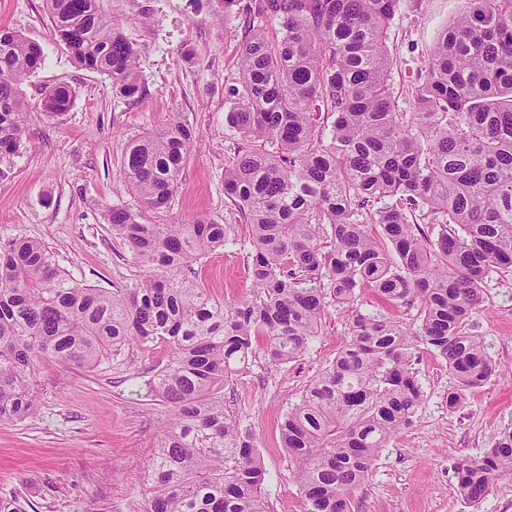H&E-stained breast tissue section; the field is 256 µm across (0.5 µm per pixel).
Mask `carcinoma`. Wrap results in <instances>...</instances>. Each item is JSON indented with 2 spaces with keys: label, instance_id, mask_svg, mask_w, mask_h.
<instances>
[{
  "label": "carcinoma",
  "instance_id": "obj_1",
  "mask_svg": "<svg viewBox=\"0 0 512 512\" xmlns=\"http://www.w3.org/2000/svg\"><path fill=\"white\" fill-rule=\"evenodd\" d=\"M44 2L78 66L110 77L124 97L140 92L139 50L101 0ZM397 4L248 6L229 113L242 142L224 193L251 228V298L226 305L201 287L199 268L227 241L204 216L144 224L112 208L113 233L152 268L115 292L60 270L38 240L0 238V422L34 411L40 360L90 368L164 345L169 359L145 386L174 419L145 468V512H269L266 470L251 434L224 412V386L259 345L276 366L299 357L329 306L369 288L389 306H417L416 319L355 314L350 339L280 426L304 512H351L352 491L421 403L415 350L446 361L450 407L495 373L469 318L486 274L512 270V0H469L432 46L412 112L395 111L389 84ZM41 60L39 43L0 30V158L21 146L30 117L21 85ZM71 98L70 87H51L43 110L59 116ZM320 106L335 115L327 136ZM194 142L174 113L127 145L121 169L142 206L170 204ZM457 476L473 504L511 483L512 424Z\"/></svg>",
  "mask_w": 512,
  "mask_h": 512
}]
</instances>
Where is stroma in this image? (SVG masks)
Here are the masks:
<instances>
[{"label":"stroma","instance_id":"obj_1","mask_svg":"<svg viewBox=\"0 0 512 512\" xmlns=\"http://www.w3.org/2000/svg\"><path fill=\"white\" fill-rule=\"evenodd\" d=\"M125 36L141 50L142 91L126 98L104 74L78 67L52 33L44 0H0V28L40 43L43 60L22 86L31 121L19 150L0 159V237L42 241L60 268L106 290L131 288L149 272L107 222L115 206L146 224H179L204 215L226 225L223 252L200 273L224 302L249 298L250 227L224 194V168L241 142L228 114L235 100V52L245 14L224 0H102ZM467 0H399L387 30L396 110L411 111L408 92L440 34ZM149 9L150 26L139 21ZM65 83L75 96L56 117L41 110L47 88ZM196 133L168 209L142 208L121 170L127 144L163 127L171 113ZM470 323L499 372L456 407L445 361L417 350L411 366L424 396L413 423L383 448L352 493V512H512V486L494 487L476 506L457 491V465L479 457L512 422V270L492 271ZM378 301L361 290L354 306L327 308L319 335L295 361L274 367L256 351L224 388V409L253 435L263 460L270 512H303L291 479L280 423L315 376L348 340L355 311ZM168 349H137L131 362L104 359L93 369L36 363L35 414L0 422V497L18 496L28 512H142L144 466L171 413L144 383L168 360Z\"/></svg>","mask_w":512,"mask_h":512}]
</instances>
